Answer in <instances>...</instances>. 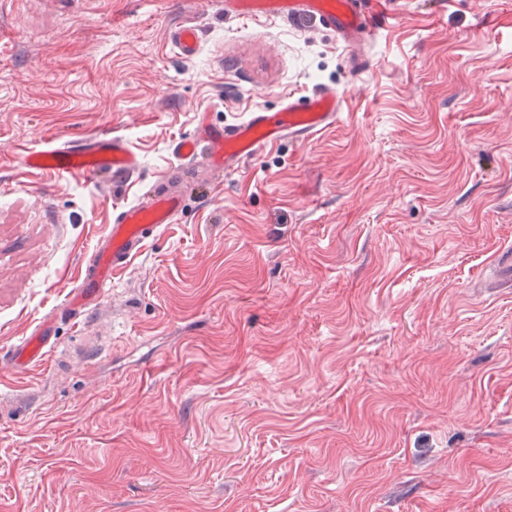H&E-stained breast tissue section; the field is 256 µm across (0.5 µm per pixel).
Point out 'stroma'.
<instances>
[{"label": "stroma", "instance_id": "stroma-1", "mask_svg": "<svg viewBox=\"0 0 512 512\" xmlns=\"http://www.w3.org/2000/svg\"><path fill=\"white\" fill-rule=\"evenodd\" d=\"M349 52L220 0H0V352L52 314L200 109L347 87L339 121L214 183L41 366L0 361V512H512V0H377ZM204 31L182 60L169 33ZM110 132L142 170L8 152Z\"/></svg>", "mask_w": 512, "mask_h": 512}]
</instances>
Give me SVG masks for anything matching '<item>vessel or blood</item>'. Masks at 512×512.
<instances>
[{"instance_id": "obj_1", "label": "vessel or blood", "mask_w": 512, "mask_h": 512, "mask_svg": "<svg viewBox=\"0 0 512 512\" xmlns=\"http://www.w3.org/2000/svg\"><path fill=\"white\" fill-rule=\"evenodd\" d=\"M226 15L245 20L286 18L310 19L335 34L337 41L353 49L351 72L362 73L367 60L361 48L373 26L356 0H223ZM178 56L192 58L201 44V30L195 25L175 27L169 36ZM345 90L323 85L302 97H288L278 110L258 108L242 122L224 126L199 113L193 132L172 145L179 163L167 171L160 185L151 187L138 202L114 208L112 222L98 238L90 257L67 292L63 309L79 318L97 309L112 274L127 267L144 240L166 224L174 223L183 210L185 190L181 184L184 167L202 164L212 175L237 171L263 149L288 138L307 141L334 124L345 103ZM27 172L45 177H126L140 168V159L123 137L108 134L67 139L42 149H24L16 154ZM56 320L44 318L8 353V361L24 371L43 364L55 346Z\"/></svg>"}]
</instances>
